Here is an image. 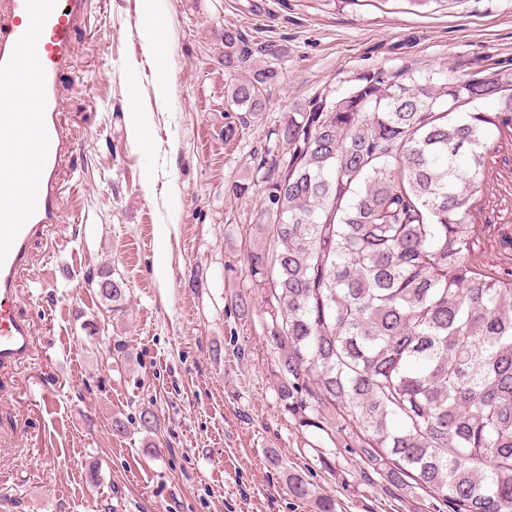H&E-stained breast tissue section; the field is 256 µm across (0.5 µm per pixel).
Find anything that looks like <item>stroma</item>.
<instances>
[{
	"mask_svg": "<svg viewBox=\"0 0 512 512\" xmlns=\"http://www.w3.org/2000/svg\"><path fill=\"white\" fill-rule=\"evenodd\" d=\"M91 2L58 76L73 146L63 245L33 247L20 312L38 319L36 353L0 377V501L11 512H313L288 495L284 474L297 471L342 512H399L358 466L343 483L315 465L304 440H331L280 406L260 301L235 305L252 283L247 253L270 244V226L259 193L240 199L233 187L262 184L284 155L273 131L285 112L344 92L357 73L512 59V0ZM156 17L169 24L160 55L147 44ZM227 27L251 49H280L260 115L224 102ZM489 166L478 201L492 220L512 212V149ZM92 268L123 282L122 310L88 283ZM146 408L158 433L135 423Z\"/></svg>",
	"mask_w": 512,
	"mask_h": 512,
	"instance_id": "35a3bbf8",
	"label": "stroma"
}]
</instances>
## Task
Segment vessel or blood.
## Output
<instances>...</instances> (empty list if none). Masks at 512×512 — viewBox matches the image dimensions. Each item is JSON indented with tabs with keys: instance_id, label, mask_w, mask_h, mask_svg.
<instances>
[{
	"instance_id": "b4317fda",
	"label": "vessel or blood",
	"mask_w": 512,
	"mask_h": 512,
	"mask_svg": "<svg viewBox=\"0 0 512 512\" xmlns=\"http://www.w3.org/2000/svg\"><path fill=\"white\" fill-rule=\"evenodd\" d=\"M10 32L0 37V100L23 89L27 74L38 109L1 112L0 129L24 123L38 151L35 186L21 222H13V203L0 195V369L21 366L35 349V320L17 312L20 276L29 270L32 246L48 239L63 205L60 174L70 164L71 142L61 123L57 76L74 55L75 36L89 23V0H5Z\"/></svg>"
}]
</instances>
